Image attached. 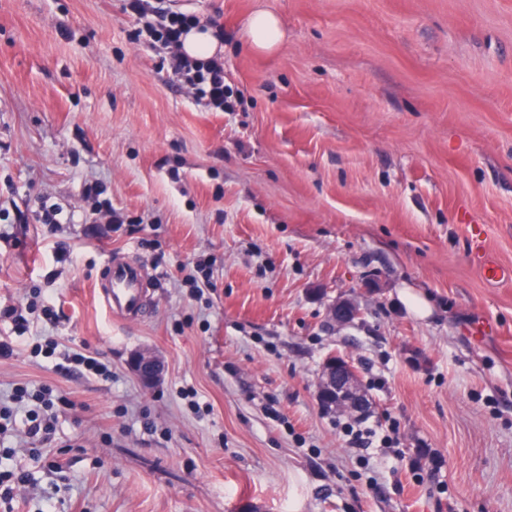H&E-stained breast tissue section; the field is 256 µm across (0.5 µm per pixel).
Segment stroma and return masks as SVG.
Instances as JSON below:
<instances>
[{"mask_svg":"<svg viewBox=\"0 0 512 512\" xmlns=\"http://www.w3.org/2000/svg\"><path fill=\"white\" fill-rule=\"evenodd\" d=\"M123 4L0 0V308L25 318L0 320V404L46 387L58 417L41 463L0 442L31 475L0 512L58 485L56 512H512V0H166L223 22L222 112ZM111 261L144 315L101 306ZM336 353L399 448L322 410ZM247 35L256 51L270 52L280 43L283 32L275 15L266 11H257L249 19ZM129 365L134 375L145 386L158 383L164 373V365L161 359L155 353L147 350L134 353Z\"/></svg>","mask_w":512,"mask_h":512,"instance_id":"obj_1","label":"stroma"}]
</instances>
